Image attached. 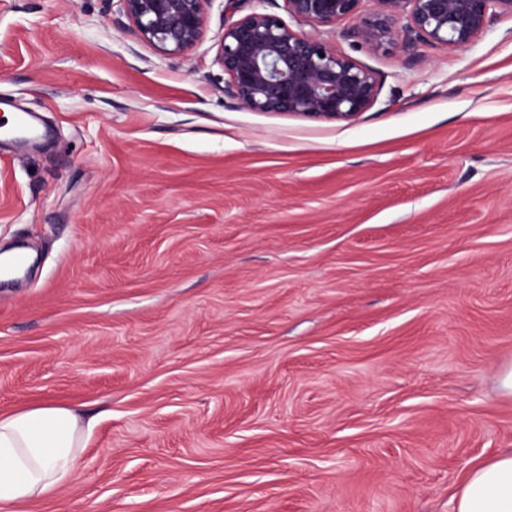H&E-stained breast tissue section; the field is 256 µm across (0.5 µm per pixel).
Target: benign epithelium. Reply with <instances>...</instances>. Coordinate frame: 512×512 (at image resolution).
<instances>
[{"instance_id":"obj_1","label":"benign epithelium","mask_w":512,"mask_h":512,"mask_svg":"<svg viewBox=\"0 0 512 512\" xmlns=\"http://www.w3.org/2000/svg\"><path fill=\"white\" fill-rule=\"evenodd\" d=\"M139 40L167 55H182L202 39L211 0H117ZM288 14L312 31H294L281 17L254 11L224 27L216 62L224 70V94L252 112L351 122L370 109L381 92L375 72L337 51L320 30L357 20L350 31L371 51L410 48L417 42L465 47L512 0H285Z\"/></svg>"}]
</instances>
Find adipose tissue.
Masks as SVG:
<instances>
[{
	"label": "adipose tissue",
	"mask_w": 512,
	"mask_h": 512,
	"mask_svg": "<svg viewBox=\"0 0 512 512\" xmlns=\"http://www.w3.org/2000/svg\"><path fill=\"white\" fill-rule=\"evenodd\" d=\"M90 430L73 410L52 404L0 414V512L50 500L70 482ZM457 512H512V449L469 470Z\"/></svg>",
	"instance_id": "obj_1"
}]
</instances>
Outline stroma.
I'll return each instance as SVG.
<instances>
[{
  "mask_svg": "<svg viewBox=\"0 0 512 512\" xmlns=\"http://www.w3.org/2000/svg\"><path fill=\"white\" fill-rule=\"evenodd\" d=\"M212 0L170 56L117 0H0V414L95 425L23 512H456L512 448V17L372 52L354 121L224 94Z\"/></svg>",
  "mask_w": 512,
  "mask_h": 512,
  "instance_id": "35a3bbf8",
  "label": "stroma"
}]
</instances>
